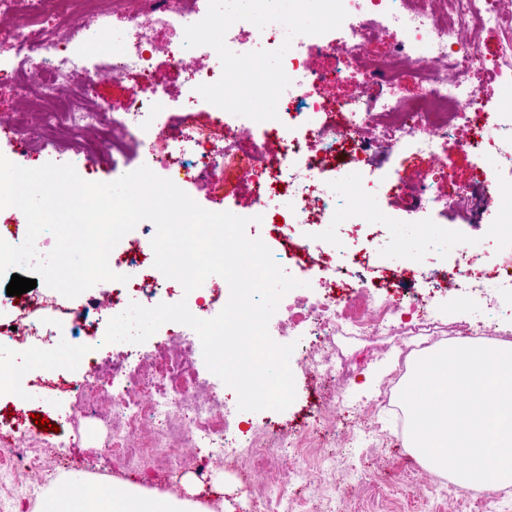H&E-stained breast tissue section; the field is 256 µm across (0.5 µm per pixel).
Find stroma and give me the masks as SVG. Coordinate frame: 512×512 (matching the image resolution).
<instances>
[{"label": "stroma", "mask_w": 512, "mask_h": 512, "mask_svg": "<svg viewBox=\"0 0 512 512\" xmlns=\"http://www.w3.org/2000/svg\"><path fill=\"white\" fill-rule=\"evenodd\" d=\"M154 78L167 90L164 119L173 126L183 120L181 109L184 91L183 75L166 57L154 61ZM448 175L459 192L469 194V204L453 209H422L418 186L421 174L429 167L426 158L379 147L361 155L359 165L367 178L393 179L403 174L407 186L400 191H384V209L402 221L420 225L423 235L418 266L392 273V244L382 241L370 255L363 271L364 288L374 295L390 288H435L431 315L433 323L425 331L436 343L461 340V325L486 333L499 330L512 336V293L498 295L495 306L484 302L471 304L469 317L458 316L457 292L443 273L448 268L447 253L438 251L436 239L453 234L468 249H483L492 224L496 221V203L479 191L472 173L474 158L464 151L458 139L446 145ZM185 191L200 206L213 211H229L249 216L255 207L252 187L246 183L224 181L222 172L200 185H186ZM310 343L309 337L296 339L290 357L297 400L288 409L265 410L246 414L241 429L259 430L271 426L283 432H294L303 423L317 422L318 446L310 454L296 457L300 467L313 470L310 488L297 490L288 482L286 467L274 466L267 459L242 454L213 464L207 480H200L191 463L192 449L184 448L171 455L166 470L154 472L150 461L139 465L137 475H129L125 464L109 445V431L91 419L73 418L70 394L56 389L59 380H81L83 365H59L47 370L33 367L30 379H41L33 390V398L0 396V420L13 418L24 429H35L34 415H42L52 423V430L42 432L44 448L38 449L44 482V495L61 491L70 481L82 479L108 486L121 483L140 493L156 498L184 501L191 512H260L261 496L251 493L254 485L265 483L286 486L289 493L300 494V512H512V486L480 497L467 492L449 495V480L415 461L407 433L401 432L397 411L379 408L375 400L384 386L400 391L407 368H395L382 382L362 387L364 374L381 369L389 360L401 357L406 345L400 336L370 340L359 336H340L336 344L351 361L354 375L343 393L345 404L330 422L317 419L319 400L329 392L311 372L302 370L300 360Z\"/></svg>", "instance_id": "35a3bbf8"}]
</instances>
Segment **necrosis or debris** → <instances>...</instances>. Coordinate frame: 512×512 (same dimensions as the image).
Here are the masks:
<instances>
[{"label": "necrosis or debris", "instance_id": "4bbe7bcc", "mask_svg": "<svg viewBox=\"0 0 512 512\" xmlns=\"http://www.w3.org/2000/svg\"><path fill=\"white\" fill-rule=\"evenodd\" d=\"M242 0L239 10L226 11L222 58H213L207 31L215 16L199 0H0V12L19 21L0 36V67L14 77L13 91L34 113L36 122L19 124L10 152L27 155L35 142L57 135L74 139V168L88 165L101 153H123L128 145L145 148L144 163L177 186L210 179L216 169L250 182L255 212L285 244L276 262L295 261L303 270L319 268L325 288L317 299L297 311L284 312L283 333L309 330L313 351L309 365L324 381L344 387L352 377L336 348L337 335L384 336L396 321L409 329L424 324L429 297L398 292L383 299L366 296L360 268L365 252L359 246L363 228L397 225L396 217L378 203L382 183H363L357 166L327 167L337 150L358 152L377 143L388 150H410L430 157L434 165L422 178L429 204L453 206L459 193L439 199L434 187L448 176L444 147L457 129H465L462 147L472 152L475 172L484 166L512 161V105L494 104L492 89L512 91V65L490 54L481 34L512 22L503 0ZM125 23L118 49L107 46L113 18ZM343 28L339 43L322 39L325 26ZM385 46L388 60L372 63L370 46ZM336 59L327 73L312 68L308 49ZM277 54L281 70L253 82L265 55ZM168 58L184 74L185 121L171 128L162 119L165 89L155 82L153 61ZM136 72L143 95L130 98L123 111L107 112L94 101L95 85L104 78ZM353 78L347 98L332 100L336 82ZM416 84L419 99L402 103L404 81ZM274 98L270 112L251 111L247 93ZM208 100L214 114L199 125L194 109ZM340 116L328 121V113ZM281 141L272 156L264 140ZM166 142L164 157L153 148ZM282 205L269 208L267 199ZM155 226L141 221L113 248L111 269L128 275L126 284L100 294L91 308L66 306L57 291H28L14 306L9 321H0V350L26 346L31 356L81 336H104L108 320L130 302L152 307L160 290L186 295L190 312L214 317L226 304L229 289L212 281L191 293L168 283L154 266L151 239ZM448 278L464 297L483 298L487 287L472 268L477 256L459 249L448 252ZM133 343L117 345L107 366L89 363L81 382L60 383L75 395L74 409L112 430V445L126 461L152 455L163 468L158 448L195 449L198 476L237 449L262 448L259 433L232 427L221 393L188 390L195 378L200 340L180 330L149 354L151 372L136 377L124 372L136 351ZM112 381V400L101 406L91 399L101 376ZM164 422L155 440L145 429Z\"/></svg>", "mask_w": 512, "mask_h": 512}]
</instances>
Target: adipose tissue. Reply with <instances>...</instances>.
Returning a JSON list of instances; mask_svg holds the SVG:
<instances>
[{"label":"adipose tissue","mask_w":512,"mask_h":512,"mask_svg":"<svg viewBox=\"0 0 512 512\" xmlns=\"http://www.w3.org/2000/svg\"><path fill=\"white\" fill-rule=\"evenodd\" d=\"M41 512H187L185 504L176 499L142 495L124 485L105 489L84 484L70 493L47 499Z\"/></svg>","instance_id":"adipose-tissue-1"}]
</instances>
